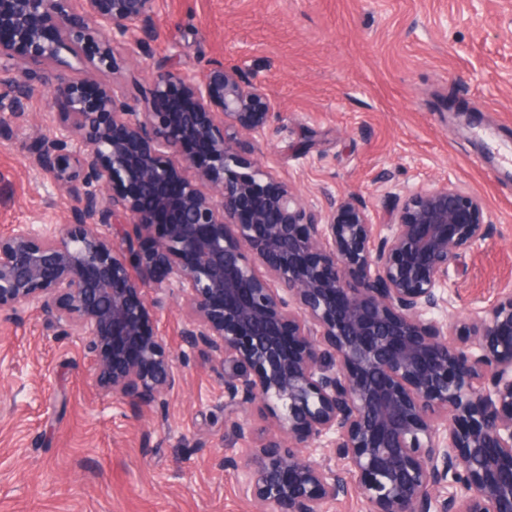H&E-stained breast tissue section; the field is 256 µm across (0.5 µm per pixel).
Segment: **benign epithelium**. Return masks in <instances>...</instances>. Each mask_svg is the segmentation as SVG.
I'll return each mask as SVG.
<instances>
[{
    "instance_id": "benign-epithelium-1",
    "label": "benign epithelium",
    "mask_w": 512,
    "mask_h": 512,
    "mask_svg": "<svg viewBox=\"0 0 512 512\" xmlns=\"http://www.w3.org/2000/svg\"><path fill=\"white\" fill-rule=\"evenodd\" d=\"M158 3L0 0V136L26 125L21 100L49 70L84 73L29 126L30 168L75 206L53 232L0 233V316L37 305L82 338L98 388L160 407L180 376L148 287L168 278L185 345L224 366L242 443L225 464L259 512H327L353 491L367 512H512V290L468 318H427L447 305L448 267L494 236L481 198L448 180L405 193L385 224L355 193L305 202L245 157L238 135L277 112L232 62L200 80L155 74L157 99L177 83L192 101L174 136L169 113L92 78L115 68L114 43L147 49ZM157 215L166 235L136 247L127 227ZM253 412L268 423L258 439L239 421Z\"/></svg>"
}]
</instances>
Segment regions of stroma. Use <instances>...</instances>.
Wrapping results in <instances>:
<instances>
[{
    "instance_id": "stroma-1",
    "label": "stroma",
    "mask_w": 512,
    "mask_h": 512,
    "mask_svg": "<svg viewBox=\"0 0 512 512\" xmlns=\"http://www.w3.org/2000/svg\"><path fill=\"white\" fill-rule=\"evenodd\" d=\"M102 81L151 112L153 74L237 63L279 117L251 160L311 204L359 193L376 224L395 198L449 180L479 195L497 236L449 267L446 309L512 290V0H160L145 55L116 48ZM23 129L0 138V231L65 223L72 202L28 165ZM176 299L156 308L183 382L161 408L95 387L78 336L39 308L0 317V512H255L224 422V368L186 350Z\"/></svg>"
}]
</instances>
